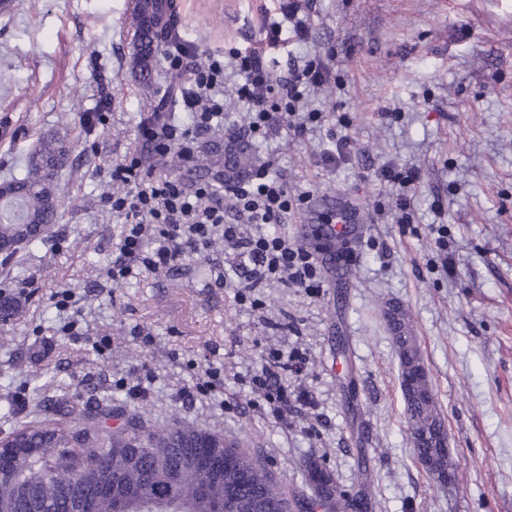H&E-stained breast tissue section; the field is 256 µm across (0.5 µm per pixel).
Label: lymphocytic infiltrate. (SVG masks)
<instances>
[{"mask_svg": "<svg viewBox=\"0 0 512 512\" xmlns=\"http://www.w3.org/2000/svg\"><path fill=\"white\" fill-rule=\"evenodd\" d=\"M287 28L298 39L308 36L309 16L301 0H287L278 12L267 14L260 38L247 48L210 56L202 66L194 64V48L181 34L168 37L162 56L182 78L176 95L191 122L182 125L170 113H154L142 126L149 151L162 154L174 150L185 160H193L199 140L224 125V75L229 69L238 78L234 92L249 109V133H258L275 115L285 113L292 118L287 125L289 133L304 136L308 123L318 121L320 115L312 112L306 122L295 121V105L306 88L330 83L332 71L327 63L314 60L294 61L287 71H279L276 54ZM109 176L120 189L107 194L104 202L125 225L119 254L112 263L113 281L160 272L179 262L187 251H201L219 238L232 251V268L240 272L249 289L264 287L272 280L311 291L320 287V269L312 253L288 235L267 230L292 209L287 181L271 175L269 168L230 186L235 201L230 219L225 218L224 203L213 185L186 186L141 159L113 164ZM148 239L153 241V249H145ZM303 369L302 362L291 364L284 355L271 354L254 371L253 390L273 414L283 415L291 394L282 374Z\"/></svg>", "mask_w": 512, "mask_h": 512, "instance_id": "obj_1", "label": "lymphocytic infiltrate"}]
</instances>
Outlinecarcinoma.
<instances>
[{
    "label": "carcinoma",
    "mask_w": 512,
    "mask_h": 512,
    "mask_svg": "<svg viewBox=\"0 0 512 512\" xmlns=\"http://www.w3.org/2000/svg\"><path fill=\"white\" fill-rule=\"evenodd\" d=\"M169 28L166 0H131L130 29L135 74L151 78L160 45ZM67 141L46 138L32 152L26 171L0 184L9 196L0 201V244L10 245L22 225L48 230L58 218V173L66 167ZM254 156L240 144L229 152L208 150L189 177L237 179L252 170ZM395 335L399 378L414 377L405 403L414 454L444 472L447 455L430 447L431 431L445 427L429 377L417 376L420 351L398 308L389 313ZM71 410L32 424H15L6 435L27 449L0 464V512H114V501L130 487L140 496L125 512H224L225 496H236L234 512H341L346 494L319 462L305 464L301 485L288 488L243 448L237 438L198 431L190 425H149L128 412L114 394L102 396L98 412L78 427L67 421ZM120 420L116 427L108 425Z\"/></svg>",
    "instance_id": "obj_1"
}]
</instances>
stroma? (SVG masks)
I'll list each match as a JSON object with an SVG mask.
<instances>
[{"label": "stroma", "instance_id": "1", "mask_svg": "<svg viewBox=\"0 0 512 512\" xmlns=\"http://www.w3.org/2000/svg\"><path fill=\"white\" fill-rule=\"evenodd\" d=\"M13 3L0 14V181L45 136L66 139L73 163L44 246L0 265V402L15 403L16 420L46 406L90 410L112 393L159 422L236 435L292 486L318 459L342 490H366L370 512H512V0H310L308 41L288 39L279 61L334 51L344 83L309 92L325 120L306 138L281 124L250 144L256 166L275 161L290 193L309 197L276 232L296 236L351 200L367 233L338 248L342 270L318 295L272 282L257 310L237 303L219 240L171 270L107 278L123 221L97 196L112 164L142 150L166 64L148 87L133 73L130 0ZM275 6L176 0V25L203 59L257 40ZM333 133L353 140L355 156L327 168ZM387 162L422 172L411 223L389 213L396 188L374 174ZM65 289L81 309L75 336L52 300ZM395 304L445 417L451 490L419 468L408 441L385 316ZM271 350L305 356L288 384L312 396L281 422L250 389ZM210 363L222 370L215 391L185 404L179 390ZM46 371L54 381L32 395L31 378ZM137 384L145 396H130Z\"/></svg>", "mask_w": 512, "mask_h": 512}]
</instances>
